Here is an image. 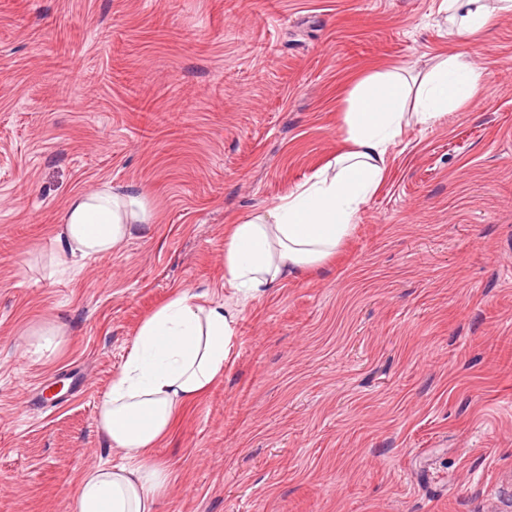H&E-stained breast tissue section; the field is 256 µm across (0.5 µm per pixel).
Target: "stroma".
<instances>
[{
	"label": "stroma",
	"instance_id": "stroma-1",
	"mask_svg": "<svg viewBox=\"0 0 512 512\" xmlns=\"http://www.w3.org/2000/svg\"><path fill=\"white\" fill-rule=\"evenodd\" d=\"M440 4L0 0V512H74L120 461L98 407L138 325L223 300L227 225L342 151L352 84L457 54L477 95L405 130L335 256L239 312L154 451L158 512H512V13L458 42ZM105 184L148 231L49 276L69 199ZM65 332L61 325H53L42 329L33 336H39L36 342L30 344L29 354L36 361L51 360L62 343Z\"/></svg>",
	"mask_w": 512,
	"mask_h": 512
}]
</instances>
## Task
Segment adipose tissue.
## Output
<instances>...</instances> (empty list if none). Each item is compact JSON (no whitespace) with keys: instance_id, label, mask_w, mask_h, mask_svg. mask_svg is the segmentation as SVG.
Returning <instances> with one entry per match:
<instances>
[{"instance_id":"ef3b65f1","label":"adipose tissue","mask_w":512,"mask_h":512,"mask_svg":"<svg viewBox=\"0 0 512 512\" xmlns=\"http://www.w3.org/2000/svg\"><path fill=\"white\" fill-rule=\"evenodd\" d=\"M442 22L459 41L487 27L484 0H443ZM481 73L461 56H447L425 73L398 69L360 77L342 117L347 148L270 209L248 213L224 237V286L231 303L200 304L181 292L138 327L123 365L103 395L99 429L120 463L82 472L75 512H157L173 474L153 458L180 410L223 374L236 308L289 277L320 267L348 236L379 190L389 152L405 127L430 125L472 99ZM150 213L141 195L109 186L74 194L55 238L51 271L103 257L144 230Z\"/></svg>"}]
</instances>
